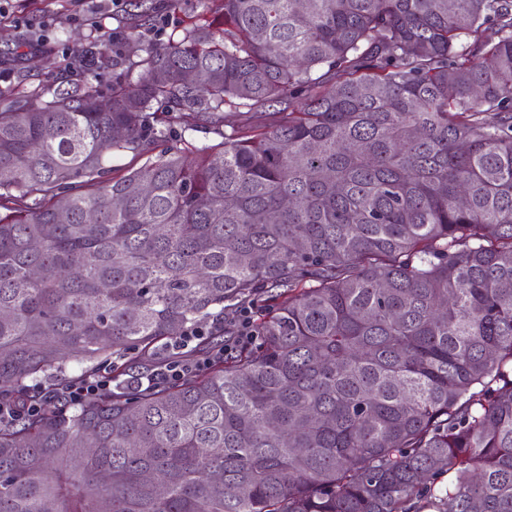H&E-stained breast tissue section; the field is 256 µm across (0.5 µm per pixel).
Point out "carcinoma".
<instances>
[{"label": "carcinoma", "mask_w": 512, "mask_h": 512, "mask_svg": "<svg viewBox=\"0 0 512 512\" xmlns=\"http://www.w3.org/2000/svg\"><path fill=\"white\" fill-rule=\"evenodd\" d=\"M297 3L113 36L107 112L91 78L0 110V400L268 309L199 374L49 384L0 424V512H512V0ZM109 386L110 379L106 376L83 378L66 389L65 398L72 404L78 405L103 392Z\"/></svg>", "instance_id": "carcinoma-1"}]
</instances>
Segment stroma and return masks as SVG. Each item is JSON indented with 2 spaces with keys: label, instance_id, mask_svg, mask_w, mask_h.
<instances>
[{
  "label": "stroma",
  "instance_id": "35a3bbf8",
  "mask_svg": "<svg viewBox=\"0 0 512 512\" xmlns=\"http://www.w3.org/2000/svg\"><path fill=\"white\" fill-rule=\"evenodd\" d=\"M146 38L167 41L181 35L192 17L216 15L221 0H155ZM136 20L129 0L113 7L110 0H0V53L19 51L16 65L27 76V89H47L61 81L79 82L80 59L89 46L111 53L112 35Z\"/></svg>",
  "mask_w": 512,
  "mask_h": 512
}]
</instances>
